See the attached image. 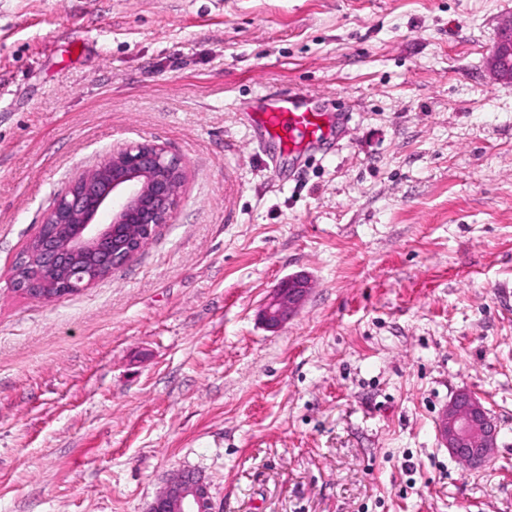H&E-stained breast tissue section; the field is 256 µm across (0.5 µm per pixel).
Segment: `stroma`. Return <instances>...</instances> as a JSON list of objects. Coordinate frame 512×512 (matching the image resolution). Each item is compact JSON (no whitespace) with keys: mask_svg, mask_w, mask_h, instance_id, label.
<instances>
[{"mask_svg":"<svg viewBox=\"0 0 512 512\" xmlns=\"http://www.w3.org/2000/svg\"><path fill=\"white\" fill-rule=\"evenodd\" d=\"M512 0H0V512H146L182 471L222 512H512ZM296 88L337 136L250 128ZM164 146L172 223L55 301L11 269L113 150ZM299 312L260 319L279 282ZM474 393L478 470L437 419ZM487 63L494 77L512 81V17L499 26L498 37ZM251 112L254 131L283 153L299 157L337 135L339 118L322 112L311 96L296 89H280L258 98ZM308 291V280L302 276L283 279L261 309L263 321L271 328L283 325L303 304ZM441 443L454 458L479 469L497 446L499 429L480 400L468 390L456 392L437 422Z\"/></svg>","mask_w":512,"mask_h":512,"instance_id":"obj_1","label":"stroma"}]
</instances>
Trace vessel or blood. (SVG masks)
Here are the masks:
<instances>
[{"mask_svg":"<svg viewBox=\"0 0 512 512\" xmlns=\"http://www.w3.org/2000/svg\"><path fill=\"white\" fill-rule=\"evenodd\" d=\"M251 120L261 139L296 157L332 139L339 127L338 121L322 112L311 96L292 88L259 97Z\"/></svg>","mask_w":512,"mask_h":512,"instance_id":"obj_1","label":"vessel or blood"}]
</instances>
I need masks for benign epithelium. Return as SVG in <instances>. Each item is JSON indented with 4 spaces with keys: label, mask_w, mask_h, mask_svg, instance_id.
Returning a JSON list of instances; mask_svg holds the SVG:
<instances>
[{
    "label": "benign epithelium",
    "mask_w": 512,
    "mask_h": 512,
    "mask_svg": "<svg viewBox=\"0 0 512 512\" xmlns=\"http://www.w3.org/2000/svg\"><path fill=\"white\" fill-rule=\"evenodd\" d=\"M494 77L512 81V17L499 26L487 59ZM185 172L181 161L154 143L130 144L107 155L60 194L40 224L30 262L11 273L22 294L60 299L106 279L134 259L157 228L171 223ZM109 211L108 224L99 215ZM309 291L308 280L289 276L274 288L261 309L267 326L277 328L297 312ZM441 443L454 458L478 469L497 447L499 429L480 400L468 390L456 392L437 422ZM147 512H218L205 480L190 471L170 479Z\"/></svg>",
    "instance_id": "1"
}]
</instances>
